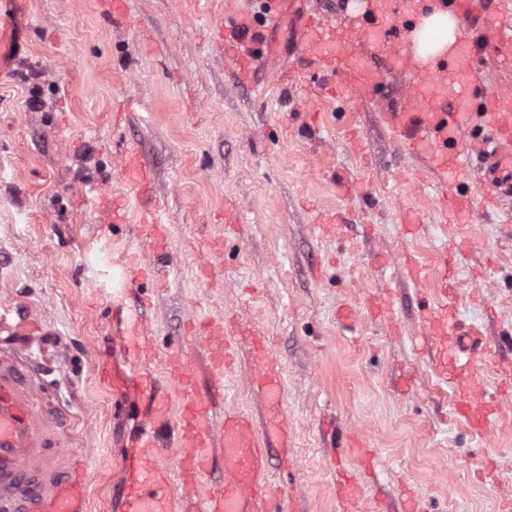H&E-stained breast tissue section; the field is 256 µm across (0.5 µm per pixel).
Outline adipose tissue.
<instances>
[{
    "label": "adipose tissue",
    "instance_id": "adipose-tissue-1",
    "mask_svg": "<svg viewBox=\"0 0 512 512\" xmlns=\"http://www.w3.org/2000/svg\"><path fill=\"white\" fill-rule=\"evenodd\" d=\"M458 35L455 16L432 0L416 18L408 50L420 69H431L439 60L454 54Z\"/></svg>",
    "mask_w": 512,
    "mask_h": 512
}]
</instances>
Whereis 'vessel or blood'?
<instances>
[{"instance_id":"obj_1","label":"vessel or blood","mask_w":512,"mask_h":512,"mask_svg":"<svg viewBox=\"0 0 512 512\" xmlns=\"http://www.w3.org/2000/svg\"><path fill=\"white\" fill-rule=\"evenodd\" d=\"M264 18L277 24L289 21L293 27L287 53L314 59L321 74L318 81L328 85L340 77L354 87L358 98L378 100L390 83V73L400 70L395 60L391 70L363 67L353 50L357 41H369L374 49L387 51L386 33L393 23L390 0H372L354 28L337 26L335 19L305 10L303 0H263ZM469 0H450L453 10L468 24H484L494 31L498 49L482 54L472 40L460 43L455 57L436 70L420 76L413 91L386 115L389 127L423 154L440 185H447L449 169H464L470 151H478L486 169L493 173L512 171V95L503 94L482 101L491 128L478 146L466 135V109L477 101L472 88L476 69H491L512 58V22L498 23L482 17L480 11L465 12ZM224 34V54L242 76H249L260 61L277 62L283 54L265 47L263 41L248 37L243 22L231 12L219 19ZM153 172L144 162L136 143H127L120 161L119 192L140 205L139 222L148 234L162 236L164 218L153 202ZM502 197H512V180L489 182L473 198L456 200L458 210L471 213ZM424 320L431 336L448 348V363L442 373L456 383L459 373L472 366L476 341L457 328L450 303L427 308ZM41 320L0 308V334L27 337L44 332ZM115 333L126 354L127 374L116 381L120 398L148 395L145 424L129 449L123 466L127 487L125 512H172L178 495L163 455L168 448L164 434L170 426L168 402L155 390L148 371L135 353L148 343L138 320L119 321ZM205 341L216 363L226 361L224 324L209 322ZM169 374L182 392L184 405L177 437V459L183 486L197 482L208 467L206 450L212 440L213 407L208 395L197 391L188 358L177 354L168 361ZM29 369L12 359L0 362V501L13 512H89L88 476L80 457L57 447L52 439L54 420L35 402L29 392ZM456 412L471 429L480 431L494 420L497 407L487 400L460 395ZM221 452L224 480L208 495L203 512H284L281 495L262 477V454L257 446L256 428L245 414L225 413Z\"/></svg>"}]
</instances>
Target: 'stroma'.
Instances as JSON below:
<instances>
[{"label": "stroma", "instance_id": "1", "mask_svg": "<svg viewBox=\"0 0 512 512\" xmlns=\"http://www.w3.org/2000/svg\"><path fill=\"white\" fill-rule=\"evenodd\" d=\"M123 9L128 26L116 30L103 0H0V303L48 324L21 361L41 370L33 392L62 418L59 447L89 458L90 512H124L118 470L142 409L116 403L98 374L125 370L117 303L150 338L171 419L181 397L165 363L181 351L219 409L254 417L264 477L293 512H340L323 435L331 416L374 453L368 470L345 461L365 512H403L409 490L424 512H512V198L458 221L436 208L430 173L383 122L412 73L379 104L348 89L312 96L319 68L293 57L287 85L263 69L247 86L211 27L227 10L254 22L260 0ZM122 139L139 143L166 221L165 271L137 287L120 279L124 257L152 261L149 241L135 225L103 223L80 191L114 189ZM408 210L420 217L410 234ZM324 213L337 235L316 231ZM443 259L457 319L478 343L458 389L424 342L419 307L440 301V284L406 267ZM227 314L240 359L220 370L190 325ZM263 340L280 368L285 444L267 431L275 412L257 388ZM463 389L497 401L488 431L455 414Z\"/></svg>", "mask_w": 512, "mask_h": 512}]
</instances>
